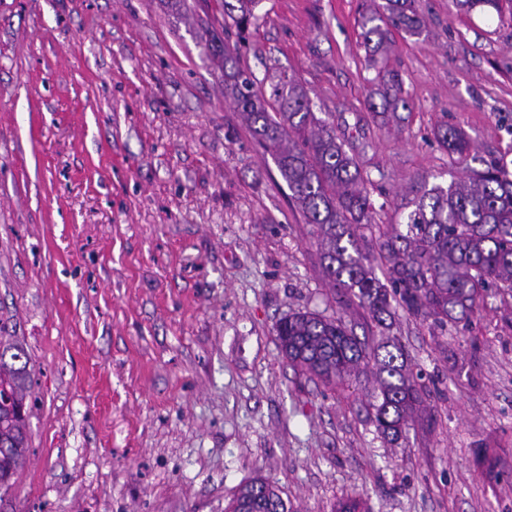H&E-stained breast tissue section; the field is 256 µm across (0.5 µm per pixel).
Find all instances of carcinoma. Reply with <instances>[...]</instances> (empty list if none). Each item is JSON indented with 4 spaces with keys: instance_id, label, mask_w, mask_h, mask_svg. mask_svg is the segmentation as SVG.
<instances>
[{
    "instance_id": "1",
    "label": "carcinoma",
    "mask_w": 512,
    "mask_h": 512,
    "mask_svg": "<svg viewBox=\"0 0 512 512\" xmlns=\"http://www.w3.org/2000/svg\"><path fill=\"white\" fill-rule=\"evenodd\" d=\"M217 2L224 29L235 28L238 42H244L258 20L261 0ZM453 4L468 11L488 7L501 22L512 15V0ZM360 26L368 66L375 70L368 107L395 118L409 102L399 74L387 67L384 45L390 26L422 32L416 0H368ZM216 52L224 55L225 96L272 151L292 198L317 229L325 277L356 298L379 325L386 326L393 301L410 315L442 326L466 319L488 289H512V172L503 160L485 161L483 169L446 188L424 190L402 215L403 229H383L375 223L369 180L331 125L312 111L303 85L284 76L267 98L238 55L219 45ZM435 137L459 160L469 156V142L458 129L442 124ZM365 230L379 233L378 252L366 249ZM376 261L385 267L383 280L375 275ZM275 332L288 362L326 386L374 357L378 395L373 421L381 435L398 440L419 392L396 343L387 340L371 350L348 330L342 316L317 312L290 314L276 323ZM0 347L10 352L9 359L0 358V472L14 474L28 448L26 418L17 407L32 395L30 358L18 342L0 340ZM235 501L248 512H292L279 487L260 478L241 486Z\"/></svg>"
}]
</instances>
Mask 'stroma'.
<instances>
[{"label":"stroma","mask_w":512,"mask_h":512,"mask_svg":"<svg viewBox=\"0 0 512 512\" xmlns=\"http://www.w3.org/2000/svg\"><path fill=\"white\" fill-rule=\"evenodd\" d=\"M365 0H262L247 45L217 0H0V322L30 355L29 450L0 512H225L274 482L294 512H512V290L443 326L395 309L421 403L371 420L374 363L331 389L276 322L380 329L322 274L314 225L224 96L213 38L287 75L352 149L375 220L484 160L512 167V21L420 0L390 29L410 107L372 116ZM462 130L468 164L434 137Z\"/></svg>","instance_id":"1"}]
</instances>
